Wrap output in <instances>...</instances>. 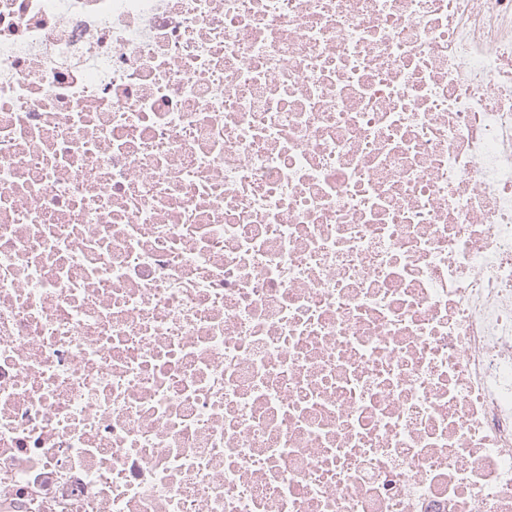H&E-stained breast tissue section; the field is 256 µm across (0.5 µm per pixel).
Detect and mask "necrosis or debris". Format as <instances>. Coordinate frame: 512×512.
<instances>
[{"mask_svg": "<svg viewBox=\"0 0 512 512\" xmlns=\"http://www.w3.org/2000/svg\"><path fill=\"white\" fill-rule=\"evenodd\" d=\"M0 512H512V0H0Z\"/></svg>", "mask_w": 512, "mask_h": 512, "instance_id": "1", "label": "necrosis or debris"}]
</instances>
